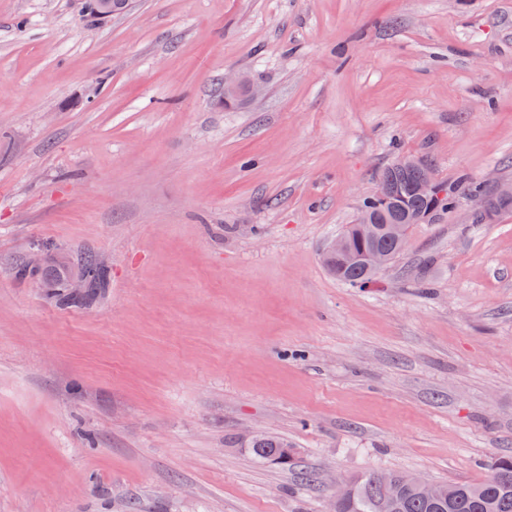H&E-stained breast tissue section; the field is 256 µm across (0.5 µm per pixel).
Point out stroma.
<instances>
[{"mask_svg": "<svg viewBox=\"0 0 512 512\" xmlns=\"http://www.w3.org/2000/svg\"><path fill=\"white\" fill-rule=\"evenodd\" d=\"M0 0V512H329L512 454V211L322 262L397 155L512 182V0ZM261 92L224 107V75ZM111 265L90 306L13 267ZM288 439L300 464L257 460ZM323 262L328 270L336 276V278L348 283L349 285L364 287L373 280L374 275L367 270L366 266L359 260L339 268H336V264L326 263L324 259ZM262 434H256L252 438L258 437ZM250 448H252L253 454L262 461H270L273 457L278 456L281 452L285 450V455H293L297 453L296 448H290L288 445V440L273 438L269 436L262 435L256 440L249 442ZM384 471H372L363 474L349 483L348 492L336 503V512H380L387 493V487L394 485V480L384 482L377 477Z\"/></svg>", "mask_w": 512, "mask_h": 512, "instance_id": "obj_1", "label": "stroma"}]
</instances>
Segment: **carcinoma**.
<instances>
[{
    "mask_svg": "<svg viewBox=\"0 0 512 512\" xmlns=\"http://www.w3.org/2000/svg\"><path fill=\"white\" fill-rule=\"evenodd\" d=\"M396 190L384 203L363 201L361 212L364 216L384 224L392 218H404L418 212L432 210L436 213L452 211L461 200L470 194H482L489 199L492 210L499 211L512 207V200L500 201L494 191L462 176L454 183L446 184V193L434 200L425 199L413 191L410 175L395 176ZM351 252L361 257L373 249L387 252L393 257L401 254L396 241L382 233L373 238L363 230L361 224H348L343 230ZM98 254L91 250L79 251L74 259L82 265L86 277V298L94 300L103 288L108 286L109 273L98 266ZM336 278L355 287L371 283L373 274L360 261L342 267L326 264ZM19 279H31L42 284L54 285L52 297L69 299L62 288L63 272L55 265L34 267L23 263L15 268ZM253 454L262 461H269L288 448V441L262 435L249 442ZM379 472L363 474L349 483L348 492L336 503V512H380L387 489L378 478ZM455 494L448 499L432 496L425 488L414 482H401L395 489L398 512H512V455L498 457L490 466V474L479 483H453Z\"/></svg>",
    "mask_w": 512,
    "mask_h": 512,
    "instance_id": "cac0c4a2",
    "label": "carcinoma"
}]
</instances>
